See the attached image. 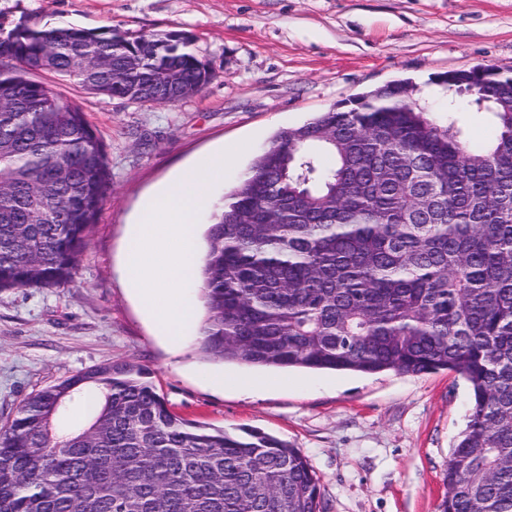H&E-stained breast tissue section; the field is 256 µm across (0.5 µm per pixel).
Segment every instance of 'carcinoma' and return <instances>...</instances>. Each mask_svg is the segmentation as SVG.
I'll return each instance as SVG.
<instances>
[{"label": "carcinoma", "instance_id": "carcinoma-1", "mask_svg": "<svg viewBox=\"0 0 512 512\" xmlns=\"http://www.w3.org/2000/svg\"><path fill=\"white\" fill-rule=\"evenodd\" d=\"M178 32L0 24V291L73 279L111 187L103 140L30 77L170 105L211 71ZM490 115L473 144L393 81L280 130L215 205L201 350L270 368L439 370L471 414L440 512H512V76L432 79ZM97 402L76 423L73 406ZM0 512H320L302 452L183 419L137 365L105 363L31 395L0 427Z\"/></svg>", "mask_w": 512, "mask_h": 512}]
</instances>
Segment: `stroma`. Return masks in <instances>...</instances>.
Returning a JSON list of instances; mask_svg holds the SVG:
<instances>
[{
  "label": "stroma",
  "mask_w": 512,
  "mask_h": 512,
  "mask_svg": "<svg viewBox=\"0 0 512 512\" xmlns=\"http://www.w3.org/2000/svg\"><path fill=\"white\" fill-rule=\"evenodd\" d=\"M186 33L213 77L198 94L150 105L38 79L80 105L103 139L110 193L74 280L0 293V427L32 393L109 361L147 368L176 415L298 448L321 512H439L443 474L471 409L466 381L439 371L355 374L213 362L200 329L157 336L121 272L145 200L203 154L247 148L210 192L246 175L281 129L389 82L489 65L512 74V0H0V21ZM224 375L216 387L208 373Z\"/></svg>",
  "instance_id": "35a3bbf8"
}]
</instances>
